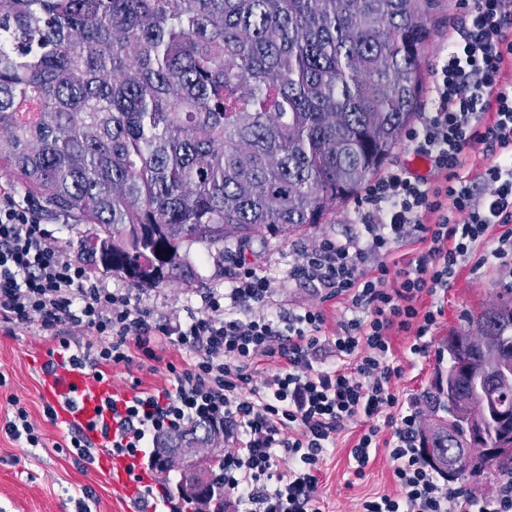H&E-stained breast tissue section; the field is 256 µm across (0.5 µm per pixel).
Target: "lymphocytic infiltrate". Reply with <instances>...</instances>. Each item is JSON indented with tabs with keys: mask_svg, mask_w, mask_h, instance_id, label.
I'll list each match as a JSON object with an SVG mask.
<instances>
[{
	"mask_svg": "<svg viewBox=\"0 0 512 512\" xmlns=\"http://www.w3.org/2000/svg\"><path fill=\"white\" fill-rule=\"evenodd\" d=\"M460 5L429 104L404 132L428 175L387 168L354 202L356 235L305 245L291 270L343 304L335 325L319 306L272 314L268 279L244 266L230 287L202 292L200 310L154 319L137 294L95 280L33 209L0 194V325L50 340L44 371L61 360L101 379L139 358L166 364L168 386L113 407V447L149 466L164 437L203 425L229 443L224 498L236 512H322L319 465L336 434L360 427L350 455L361 479L387 427L396 490L365 498L359 512H512L511 481L477 497L426 464L415 439L424 408L402 403L395 387L403 368L393 335L428 354L443 311L420 302L447 289L479 244L512 278V0ZM477 148L484 162L474 180L466 168ZM409 239L418 250L390 269L393 244ZM173 350L179 361H165ZM262 361L276 372L259 376Z\"/></svg>",
	"mask_w": 512,
	"mask_h": 512,
	"instance_id": "lymphocytic-infiltrate-1",
	"label": "lymphocytic infiltrate"
}]
</instances>
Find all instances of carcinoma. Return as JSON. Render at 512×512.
<instances>
[{
	"label": "carcinoma",
	"instance_id": "obj_1",
	"mask_svg": "<svg viewBox=\"0 0 512 512\" xmlns=\"http://www.w3.org/2000/svg\"><path fill=\"white\" fill-rule=\"evenodd\" d=\"M442 0H0V171L40 213L90 228L95 267L186 279L261 229L312 228L358 194L422 97ZM423 429L433 463L512 433V289L448 337ZM491 413L484 429L470 427ZM512 477V456L470 471ZM196 512H224V458H201Z\"/></svg>",
	"mask_w": 512,
	"mask_h": 512
}]
</instances>
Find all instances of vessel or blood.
<instances>
[{
  "instance_id": "obj_1",
  "label": "vessel or blood",
  "mask_w": 512,
  "mask_h": 512,
  "mask_svg": "<svg viewBox=\"0 0 512 512\" xmlns=\"http://www.w3.org/2000/svg\"><path fill=\"white\" fill-rule=\"evenodd\" d=\"M43 399L55 410L59 421L79 423L94 442L103 437L97 421V410L107 402L122 401L124 395L110 381L96 380L84 369L61 367L45 374L40 384ZM97 466L110 478L113 495L138 504L141 512H158L159 506L140 491L138 470L132 469L131 460L123 454L99 459Z\"/></svg>"
}]
</instances>
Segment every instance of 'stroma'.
<instances>
[{
	"label": "stroma",
	"mask_w": 512,
	"mask_h": 512,
	"mask_svg": "<svg viewBox=\"0 0 512 512\" xmlns=\"http://www.w3.org/2000/svg\"><path fill=\"white\" fill-rule=\"evenodd\" d=\"M356 231L354 204L349 201L328 216L325 224L304 233L293 236L256 233L245 246V262L270 280L278 314L320 304L329 319L335 321L341 317V304L333 300L320 302L311 290L291 279L290 271L298 261L302 246L324 236L349 239ZM182 250L193 263L192 279L187 282L169 279L140 292L142 306L154 316L169 321L175 320L184 309L199 306V294L204 289L227 288L235 272L218 254H206L202 245L186 244ZM511 284L493 262L478 267L469 260L456 268L447 290L423 298L422 308L438 305L444 314L426 356L409 353V337H394L393 354L404 368L396 382L401 400L419 399L432 390L439 371L447 367L440 359L443 342L449 334L466 329V315L480 313L499 289ZM48 347V341L32 329L9 333L0 327V373L7 380L6 386L0 388V512H129L126 504L113 498L108 479L93 464L68 453L54 452L51 447L52 442L61 440L62 431L46 418L40 395L42 365ZM107 377L115 387L127 392L137 380L146 388L163 387L167 371L161 362L154 365L135 362L109 369ZM10 393L24 403L31 421L46 439V447L24 448L6 435L4 426L12 415L6 403ZM358 435L355 428L339 432L335 447L320 463V494L325 512H357L361 499L395 489L392 465L382 448L369 463L364 479L355 480L349 451Z\"/></svg>",
	"instance_id": "35a3bbf8"
}]
</instances>
